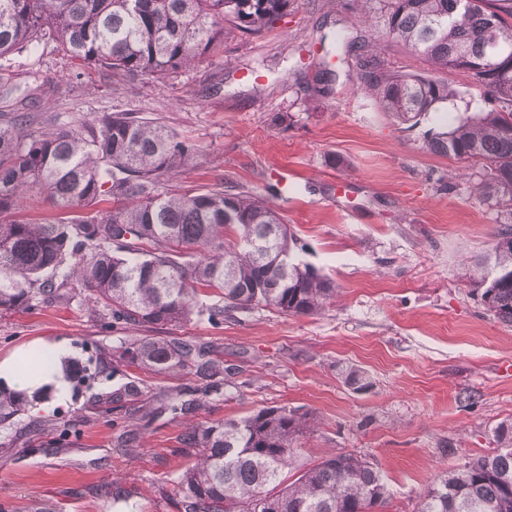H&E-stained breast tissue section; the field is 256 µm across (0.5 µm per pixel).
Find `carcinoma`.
I'll list each match as a JSON object with an SVG mask.
<instances>
[{
	"mask_svg": "<svg viewBox=\"0 0 512 512\" xmlns=\"http://www.w3.org/2000/svg\"><path fill=\"white\" fill-rule=\"evenodd\" d=\"M290 0H0V59L51 39L72 58L130 81L165 79L197 64L224 40V22L246 33L269 28ZM377 36L364 39L357 89L407 123L453 101L459 91L432 76L392 72L377 42L402 45L438 72L473 80L492 108L475 110L425 150L481 164L477 196L499 214L490 252L468 266L486 310L512 326V0H358ZM45 84L0 77V313L69 303L85 293L93 315L116 328L163 327L207 316L214 325L268 308L313 315L339 291L297 257V239L268 198L206 188L194 195L159 191V180L199 152L161 119L128 112L49 133L23 130L30 103ZM37 191L58 211L53 222L23 219ZM112 209L92 210L101 198ZM201 290L219 300L199 302ZM184 372L224 378L228 369L209 346L166 336H127L112 348V369ZM344 382L371 387L350 366ZM143 396L125 383L92 406L101 413ZM25 410L0 389V423ZM311 417L264 406L183 435L196 449L177 485L179 512H379L387 484L360 455L338 452L298 463L294 444ZM497 449L438 474L418 512H512V425L493 429Z\"/></svg>",
	"mask_w": 512,
	"mask_h": 512,
	"instance_id": "obj_1",
	"label": "carcinoma"
}]
</instances>
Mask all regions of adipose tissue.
Listing matches in <instances>:
<instances>
[{
    "mask_svg": "<svg viewBox=\"0 0 512 512\" xmlns=\"http://www.w3.org/2000/svg\"><path fill=\"white\" fill-rule=\"evenodd\" d=\"M47 356L42 369L32 372L25 368L24 352H16L0 360V381L16 389L32 392L49 385L52 386L56 400L62 401L68 398L69 388L63 378L59 366L62 357L67 353V348L60 341H46L42 344Z\"/></svg>",
    "mask_w": 512,
    "mask_h": 512,
    "instance_id": "obj_1",
    "label": "adipose tissue"
}]
</instances>
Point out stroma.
Listing matches in <instances>:
<instances>
[{"label":"stroma","mask_w":512,"mask_h":512,"mask_svg":"<svg viewBox=\"0 0 512 512\" xmlns=\"http://www.w3.org/2000/svg\"><path fill=\"white\" fill-rule=\"evenodd\" d=\"M367 33L354 0H291L273 31L225 24L216 52L162 81L120 82L52 42L13 56L10 72H36L54 87L30 105L31 131L134 112L199 147L160 190L280 186L274 203L303 245L299 260L341 298L316 315L258 310L218 327L203 317L165 326L166 336L216 347L231 370L227 385L205 396L203 376L156 375L143 401L105 417L94 415V397L139 375L99 360L119 330L80 298L0 316V359L59 339L86 373L71 381L69 401L38 390L26 414L0 428V512H34L45 501L55 512H178L183 434L263 406L312 417L301 461L351 451L373 463L391 493L384 512H417L437 473L493 451V429L512 422V374L500 371L512 362V327L485 310L467 266L491 249L496 213L474 194L479 173L458 177L454 160L424 149L484 101L450 73L459 100L417 124L395 122L355 87L346 45ZM348 366L367 374L369 391L345 384ZM176 391L192 410H152ZM140 411L145 420L130 425ZM129 429L135 447H116Z\"/></svg>","instance_id":"35a3bbf8"}]
</instances>
